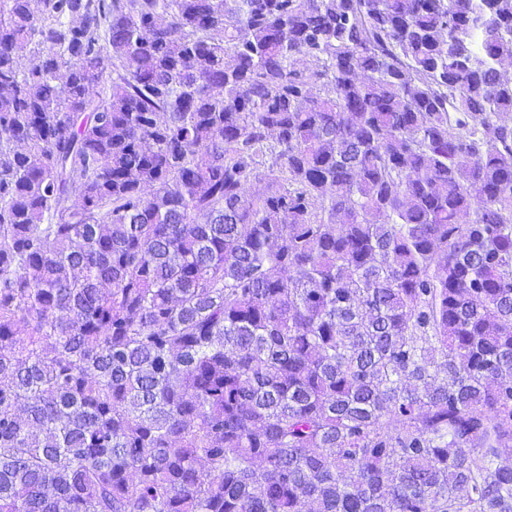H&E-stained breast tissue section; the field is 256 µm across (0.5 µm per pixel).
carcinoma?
Here are the masks:
<instances>
[{
  "label": "carcinoma",
  "instance_id": "1",
  "mask_svg": "<svg viewBox=\"0 0 512 512\" xmlns=\"http://www.w3.org/2000/svg\"><path fill=\"white\" fill-rule=\"evenodd\" d=\"M505 61L512 0H0V512H512Z\"/></svg>",
  "mask_w": 512,
  "mask_h": 512
}]
</instances>
